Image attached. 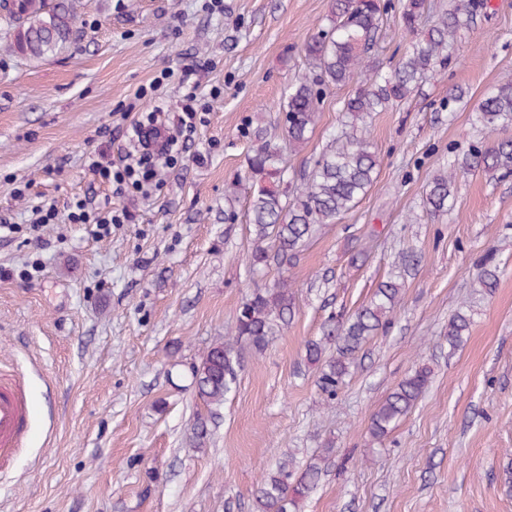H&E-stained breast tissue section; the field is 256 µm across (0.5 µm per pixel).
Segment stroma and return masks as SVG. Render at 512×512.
Masks as SVG:
<instances>
[{"label":"stroma","instance_id":"obj_1","mask_svg":"<svg viewBox=\"0 0 512 512\" xmlns=\"http://www.w3.org/2000/svg\"><path fill=\"white\" fill-rule=\"evenodd\" d=\"M488 3L419 90L370 115L374 185L284 274L249 268L247 203L226 222L224 190L249 177L256 137L284 147L281 95L307 72L302 46L331 0H76L75 44L40 62L9 50L0 26V373L23 375L32 426L0 475V512H254L264 473L287 456L302 473L324 448L297 512H512V175L459 178L438 216L424 205L455 155L512 137V125L492 135L471 120L485 92L512 80V0ZM187 69L206 108L189 153L151 197L113 200L132 219L109 238L69 223L76 200L104 195L85 166L100 130L128 106L177 111ZM458 86L464 99L449 101ZM352 90L328 94L307 145L286 154L289 181L331 142ZM49 206L55 223L30 234L33 210ZM489 255L488 291L475 273ZM283 276L294 319L263 351L233 343L236 382L193 447L207 409L192 365L233 342L245 297ZM395 278L389 324L327 400L307 341ZM459 311L470 328L452 348ZM422 365L427 391L374 443L376 408Z\"/></svg>","mask_w":512,"mask_h":512}]
</instances>
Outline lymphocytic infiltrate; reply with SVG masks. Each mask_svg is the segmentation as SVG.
Segmentation results:
<instances>
[{"instance_id":"1","label":"lymphocytic infiltrate","mask_w":512,"mask_h":512,"mask_svg":"<svg viewBox=\"0 0 512 512\" xmlns=\"http://www.w3.org/2000/svg\"><path fill=\"white\" fill-rule=\"evenodd\" d=\"M198 101L197 86L192 83L177 113L168 114L158 105L148 118L128 117L120 149L106 144L89 157L88 169L105 186L106 202L92 208L86 201H76L68 215L70 223L92 225L93 236L108 237L112 225L121 221L112 212V199L125 197L130 187L143 191L145 184L157 179L161 168L186 151L197 130Z\"/></svg>"}]
</instances>
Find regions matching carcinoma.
Listing matches in <instances>:
<instances>
[{"instance_id": "carcinoma-1", "label": "carcinoma", "mask_w": 512, "mask_h": 512, "mask_svg": "<svg viewBox=\"0 0 512 512\" xmlns=\"http://www.w3.org/2000/svg\"><path fill=\"white\" fill-rule=\"evenodd\" d=\"M483 7L481 0H457L440 22L423 29L428 0H332L327 21L304 44L309 73L290 84L282 96L288 147L295 151L308 142L316 113L331 88L353 81L356 87L340 104L343 127L315 160L301 186L291 191L275 188L274 183L285 182L286 175L280 150L267 142L253 147L248 156L252 182L243 187L253 228V248L247 256L250 268L292 265L318 225L333 224L357 206L373 186L380 166L378 154L359 126L371 113L406 101L425 76L448 59L454 35L473 22ZM0 10V20L10 31V48L25 58L46 59L68 48L76 37L72 0H0ZM392 13L416 40L386 68L370 61V52ZM473 120L491 133L511 124L512 82L487 92L473 108ZM472 172L512 174V138L474 147L457 159L451 171L433 176L426 193L427 211L434 216L447 211L458 176ZM497 279V266L485 261L478 283L490 290ZM399 295L398 283L383 282L367 305L327 330V338H336V357L328 361L319 378V387L328 398L336 396L363 343L386 326ZM294 315V293L283 278L271 288L256 290L242 303L234 339L262 351ZM469 326L465 313H455L448 321V345L460 344ZM235 365L231 344L219 342L210 345L200 363L191 368L196 395L209 407L208 417L198 419L193 428L198 448L208 440L209 424L219 418L224 399L232 391ZM430 377V369L418 367L389 393L372 415L369 434L373 440L382 441L410 411L425 393ZM330 452L322 449L299 476L286 461L263 476L255 492V512H296L299 502L316 487Z\"/></svg>"}]
</instances>
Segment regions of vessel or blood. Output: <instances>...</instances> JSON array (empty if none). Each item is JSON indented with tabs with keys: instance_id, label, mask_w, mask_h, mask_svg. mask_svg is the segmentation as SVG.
Masks as SVG:
<instances>
[{
	"instance_id": "b4317fda",
	"label": "vessel or blood",
	"mask_w": 512,
	"mask_h": 512,
	"mask_svg": "<svg viewBox=\"0 0 512 512\" xmlns=\"http://www.w3.org/2000/svg\"><path fill=\"white\" fill-rule=\"evenodd\" d=\"M30 409L24 387L0 376V466L15 454L29 432Z\"/></svg>"
}]
</instances>
